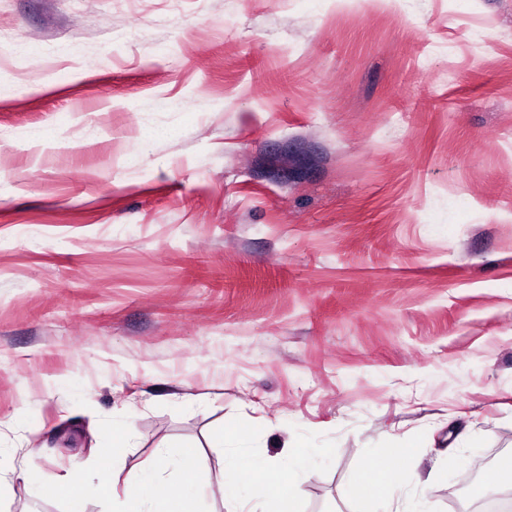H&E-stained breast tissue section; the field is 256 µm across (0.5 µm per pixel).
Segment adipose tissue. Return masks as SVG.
<instances>
[{
  "mask_svg": "<svg viewBox=\"0 0 512 512\" xmlns=\"http://www.w3.org/2000/svg\"><path fill=\"white\" fill-rule=\"evenodd\" d=\"M398 455V449H387L379 460L363 467L350 484L351 495L366 502H386L388 490L396 483L394 462ZM170 457L173 456L168 452H159L153 469L143 477L124 478L118 469H103L102 502L114 499V488L120 484L124 487L122 512H185L184 506L198 482L193 450L183 448L174 455L179 460L180 480L167 491L165 498L157 499L152 491ZM327 457L324 450L316 448L308 452L291 445L273 462L240 451L225 456L221 492L225 512H241L240 493L244 490L257 500L261 512H295L300 475L310 469L314 460Z\"/></svg>",
  "mask_w": 512,
  "mask_h": 512,
  "instance_id": "adipose-tissue-1",
  "label": "adipose tissue"
}]
</instances>
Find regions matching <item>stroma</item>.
<instances>
[{"label": "stroma", "instance_id": "35a3bbf8", "mask_svg": "<svg viewBox=\"0 0 512 512\" xmlns=\"http://www.w3.org/2000/svg\"><path fill=\"white\" fill-rule=\"evenodd\" d=\"M1 53L0 512L117 432L199 512L238 438L331 451L299 512L371 449L400 512L512 493V0H0Z\"/></svg>", "mask_w": 512, "mask_h": 512}]
</instances>
